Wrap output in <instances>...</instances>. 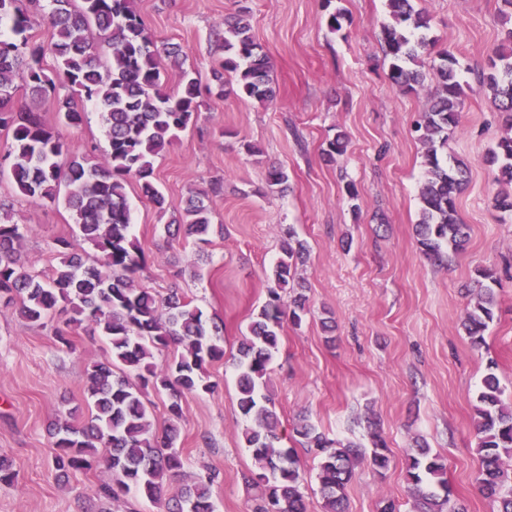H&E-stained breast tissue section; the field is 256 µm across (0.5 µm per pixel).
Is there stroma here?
<instances>
[{
    "mask_svg": "<svg viewBox=\"0 0 512 512\" xmlns=\"http://www.w3.org/2000/svg\"><path fill=\"white\" fill-rule=\"evenodd\" d=\"M414 5L431 16L430 39L456 56L468 87L446 154L470 168L457 203L470 238L444 266L424 258L414 235L424 148L413 122L429 89L408 91L387 76V0H135L149 31L185 53L182 69L167 72L168 89L177 88L185 70L209 78L221 56L216 41L224 18L243 6L276 88L269 103L203 96L197 122L154 163L156 183L175 207L212 183L223 185L209 199L214 233L205 250L189 238L168 241L170 213L142 199L136 182L126 187L132 233L147 267L140 286L163 295L179 285L194 305L224 321V358L207 368L218 388L182 400L175 446L184 467L166 482L167 494L214 470L216 512H253L254 493L243 476L256 463L241 438L235 356L267 300V278L291 228L310 250L296 274L310 311L300 325L284 322L270 365L267 392L280 433L291 435L305 417L329 438L364 442L368 420H379L390 465L380 475L357 467L346 488L348 512H381L389 500L400 512H418L406 468L423 440L445 458L454 502L466 512H496L479 489L473 406L490 369L504 401L512 400V215L495 208L494 174L482 163L506 130L478 89L502 38L500 0ZM333 7L347 14L337 33L326 25ZM14 103L38 105L76 154L97 161L108 148L104 114L93 103L84 104L76 127L59 121L54 97L36 103L21 87ZM339 131L348 150L327 161L326 142ZM249 144L256 154L246 152ZM273 164L288 173L286 191L266 183ZM350 183L358 191L354 201L345 190ZM0 199L11 203L15 222L30 227L20 250L35 270L57 265L50 249L56 238L89 253L65 203L24 196L6 177ZM482 266L495 269L500 283L495 319L476 348L461 323L471 300L466 288ZM326 318L334 332H324ZM71 340L59 344L51 328L0 306V453L19 472L15 484L0 485V512H163L133 493L120 503L98 499L96 488L112 479L103 465L57 477L47 427L67 421L72 408L87 409V371L108 354L92 326L75 330Z\"/></svg>",
    "mask_w": 512,
    "mask_h": 512,
    "instance_id": "1",
    "label": "stroma"
}]
</instances>
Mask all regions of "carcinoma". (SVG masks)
<instances>
[{"instance_id":"1","label":"carcinoma","mask_w":512,"mask_h":512,"mask_svg":"<svg viewBox=\"0 0 512 512\" xmlns=\"http://www.w3.org/2000/svg\"><path fill=\"white\" fill-rule=\"evenodd\" d=\"M41 0H0V127L12 129V141L0 153V177L9 173L18 191L30 198L54 203L64 198L78 224L82 240L100 254V266L86 264L64 239L53 249L59 263L46 275L22 257L20 243L30 227L12 221L10 208L0 202V302L19 305L20 315L54 336H66L84 323L99 330L109 344L110 359L92 365L87 393L90 413L81 423H63L51 432L56 470H90L103 458L112 468V483L97 493L119 500L131 491L148 501L162 502L164 479L182 468L174 448L182 419V399L212 391L206 365L224 357L223 326L206 318L174 287L164 298L139 286L135 275L143 270L140 248L133 238L126 186L136 181L140 194L159 211L170 203L155 183L154 160L197 121L201 81L184 71L174 91L167 90L168 68L179 65L180 48L157 41L145 27L135 0H49L47 16L53 28L49 45L30 41L27 32L35 17L30 6ZM390 21L383 26L392 83L414 89L423 85L419 69L428 51L431 18L414 9L411 0H387ZM502 41L489 60V72L480 76L507 129L483 158L494 172V182L512 185V0H501ZM224 51L212 69L209 93L224 98V74L235 75L234 94L261 103L271 102V63L251 34L247 9L224 19ZM56 60L50 72L40 65L46 53ZM459 62L448 51L431 65L434 90L414 121V132L424 146L423 180L419 188V219L414 225L423 255L442 265L465 250L467 225L460 222L458 196L468 182L469 168L458 160L450 166L438 150L448 144V132L458 126L459 106L465 95ZM31 96L41 100L59 88L71 90L97 105L105 114L108 150L100 163L70 152L69 145L32 107L14 109L16 79ZM65 123H82V110L73 97L57 100ZM347 151L346 136L327 141L325 155L333 161ZM205 190L189 197L171 220L183 236L203 247L212 232ZM282 256L267 288L268 300L251 320L238 347L237 405L245 420L242 439L252 451L257 469L245 476L256 490L254 512H306L300 460L292 448L280 445L277 416L267 386L269 365L280 344L283 318L298 325L309 311V297L295 293L289 304L281 292L294 280L296 261L308 253L293 229L286 233ZM478 288L462 322L471 344H484V332L493 321L498 283L487 267L476 269ZM177 344L182 351L163 364L154 352ZM152 386L169 400V424L162 434L152 429L144 390ZM495 373L488 372L479 388L474 431L481 460L478 481L486 498L499 504L497 512H512V406L505 405ZM299 443L321 455L317 478L324 512H346L345 489L353 479L358 446L327 438L307 422L294 427ZM369 464L381 474L390 465L388 446L377 430L370 432ZM209 473L186 485L166 504V512H214ZM407 482L411 495L421 500V512H464L454 507L443 457L427 445L410 458Z\"/></svg>"}]
</instances>
